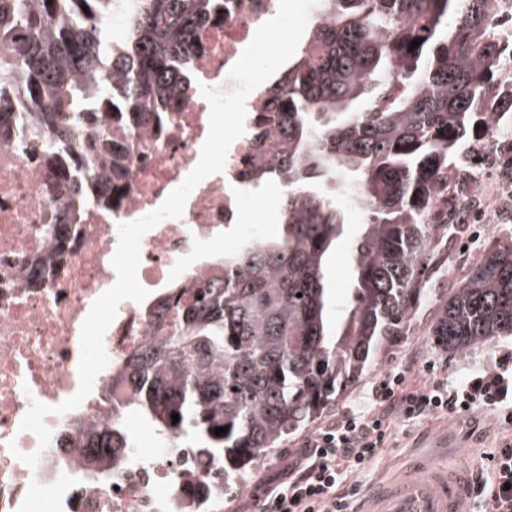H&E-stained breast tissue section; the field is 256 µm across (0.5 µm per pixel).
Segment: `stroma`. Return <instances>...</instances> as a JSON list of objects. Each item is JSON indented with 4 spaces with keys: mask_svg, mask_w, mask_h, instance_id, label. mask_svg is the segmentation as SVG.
Returning a JSON list of instances; mask_svg holds the SVG:
<instances>
[{
    "mask_svg": "<svg viewBox=\"0 0 512 512\" xmlns=\"http://www.w3.org/2000/svg\"><path fill=\"white\" fill-rule=\"evenodd\" d=\"M509 196H512V182L498 186L494 203L484 208L481 218L462 224L461 232L456 236L458 250L440 249L434 260L430 289L455 286L487 248L512 239V222L500 214V203ZM279 200V188L266 187L262 197L245 203L243 220L261 225L264 235H275L280 223ZM433 310V300H424L418 312L409 316L404 334L387 342L357 386L318 418L315 427L324 426L357 407L370 397L379 380L395 369L408 370L416 388L428 385L435 377L456 384L491 364L499 349L512 344V337L503 336L463 355L455 356L436 349L426 334ZM391 422L378 457L357 475L360 487H367L398 469L423 437L448 430L458 435V442L448 456L449 462L469 464L479 476L486 477L490 474L489 454L501 447L505 439L512 438V425L503 423L497 413L485 408L457 414L434 413L424 418H408L396 412L392 414ZM313 429L304 428L286 440L270 459L258 465L248 478L245 492L225 496L224 512H264L269 492L281 482L292 454L302 448Z\"/></svg>",
    "mask_w": 512,
    "mask_h": 512,
    "instance_id": "stroma-1",
    "label": "stroma"
}]
</instances>
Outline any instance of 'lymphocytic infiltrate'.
I'll use <instances>...</instances> for the list:
<instances>
[{"label": "lymphocytic infiltrate", "instance_id": "obj_1", "mask_svg": "<svg viewBox=\"0 0 512 512\" xmlns=\"http://www.w3.org/2000/svg\"><path fill=\"white\" fill-rule=\"evenodd\" d=\"M477 408L504 411L505 421L512 424V346L502 348L492 366L456 388L439 378L413 390L406 371L388 375L373 388L370 403L321 427L305 441L270 499L271 512H347L346 481L377 456L390 429L391 410L424 417ZM490 461L488 512H512V445L503 444Z\"/></svg>", "mask_w": 512, "mask_h": 512}]
</instances>
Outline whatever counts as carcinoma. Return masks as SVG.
I'll list each match as a JSON object with an SVG mask.
<instances>
[{"mask_svg":"<svg viewBox=\"0 0 512 512\" xmlns=\"http://www.w3.org/2000/svg\"><path fill=\"white\" fill-rule=\"evenodd\" d=\"M134 2L127 41L110 51L112 0H0V86L22 80L40 107L43 125L30 136L44 159L70 144L67 116L95 123L117 90L121 124L163 130L191 31L224 13L220 0ZM325 2L330 21L311 25L301 53L267 85L271 106L250 131L258 153H269L250 180L283 187L279 234L224 254V282L153 302L167 337L121 373L125 412L158 435L189 439L229 479H244L336 404L402 335L435 235L457 231L433 219L460 172L461 146L512 112L493 0ZM105 71L109 82L99 79ZM330 179L368 215L350 244L343 304L329 280L345 233ZM511 335L512 243L501 242L438 298L429 336L463 354ZM131 445L114 421L91 450L116 457Z\"/></svg>","mask_w":512,"mask_h":512,"instance_id":"obj_1","label":"carcinoma"}]
</instances>
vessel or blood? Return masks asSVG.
Here are the masks:
<instances>
[{"label": "vessel or blood", "mask_w": 512, "mask_h": 512, "mask_svg": "<svg viewBox=\"0 0 512 512\" xmlns=\"http://www.w3.org/2000/svg\"><path fill=\"white\" fill-rule=\"evenodd\" d=\"M471 490L466 464L417 454L398 477L365 489L355 512H466Z\"/></svg>", "instance_id": "vessel-or-blood-1"}]
</instances>
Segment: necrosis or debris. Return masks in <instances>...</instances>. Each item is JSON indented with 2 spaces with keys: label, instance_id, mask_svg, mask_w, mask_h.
Segmentation results:
<instances>
[{
  "label": "necrosis or debris",
  "instance_id": "4bbe7bcc",
  "mask_svg": "<svg viewBox=\"0 0 512 512\" xmlns=\"http://www.w3.org/2000/svg\"><path fill=\"white\" fill-rule=\"evenodd\" d=\"M279 0H224L222 20L196 34L181 105L155 125L130 131L103 115L112 147L123 159L118 200L99 207L107 186L103 156L82 161L83 193L62 177L64 163L46 164L20 128L0 133V512H183L195 499L205 512H222L224 468L200 463L186 448L157 439L154 456L127 449L105 480L85 479L88 447L98 424L118 419L129 394L119 371L141 348L162 341L165 328L143 304L124 301L108 328L109 357L91 393L76 408L50 414L47 447L23 430L31 401L56 406L79 387L80 334L94 300L116 280L111 259L118 226L156 209L196 166L209 131L202 86L230 89L229 69L257 27L274 17ZM255 159L249 135L230 147L223 172L203 179L182 218H169L140 242L139 283L151 296L224 273L214 242L261 239L243 223L250 189L244 172ZM39 453L36 469L20 454Z\"/></svg>",
  "mask_w": 512,
  "mask_h": 512
}]
</instances>
